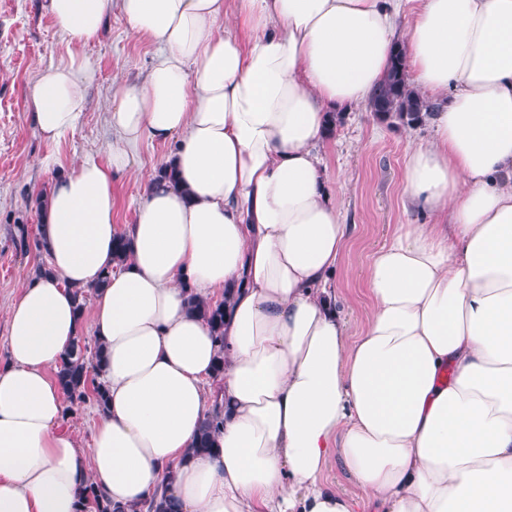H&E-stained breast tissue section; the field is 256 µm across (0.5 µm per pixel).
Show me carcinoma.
<instances>
[{"instance_id":"cac0c4a2","label":"carcinoma","mask_w":512,"mask_h":512,"mask_svg":"<svg viewBox=\"0 0 512 512\" xmlns=\"http://www.w3.org/2000/svg\"><path fill=\"white\" fill-rule=\"evenodd\" d=\"M368 108L382 122L410 128L421 125L435 111L434 105L410 88L404 47L398 45L394 48L390 68L374 92ZM187 309L202 317L208 323L215 340L224 343V302L209 303L190 294L187 297ZM102 352L99 341L89 343L86 337L79 335L58 365L56 377L69 402L67 412H72L75 406L86 402L90 397L95 400L99 409L105 408L106 397L101 385L94 386L93 393H88L90 369L97 367ZM222 424L223 419L218 415H207L199 427L193 451L197 454L211 453L215 434ZM80 498L84 506L82 512H113L101 490L92 483L82 489ZM141 509L145 512H178L175 503L163 494L154 496L141 505Z\"/></svg>"}]
</instances>
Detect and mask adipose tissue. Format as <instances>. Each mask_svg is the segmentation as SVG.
Returning a JSON list of instances; mask_svg holds the SVG:
<instances>
[{
    "instance_id": "1",
    "label": "adipose tissue",
    "mask_w": 512,
    "mask_h": 512,
    "mask_svg": "<svg viewBox=\"0 0 512 512\" xmlns=\"http://www.w3.org/2000/svg\"><path fill=\"white\" fill-rule=\"evenodd\" d=\"M417 2L402 24L400 0H47L74 42L116 7L158 53L116 87L104 157L45 197L50 269L7 312L0 512H80L89 483L114 512L163 483L179 512H355L325 476L335 458L364 512H512V0ZM398 44L412 88L443 101L403 173L406 212L429 221L372 255L352 339L317 147ZM32 102L52 167L87 103L81 60L41 69ZM144 140L171 145L178 182L148 174L134 223H113L112 178ZM76 287L95 291L108 397L87 453L50 373L79 331ZM190 293L224 294L223 343ZM215 411L214 453L192 454Z\"/></svg>"
}]
</instances>
